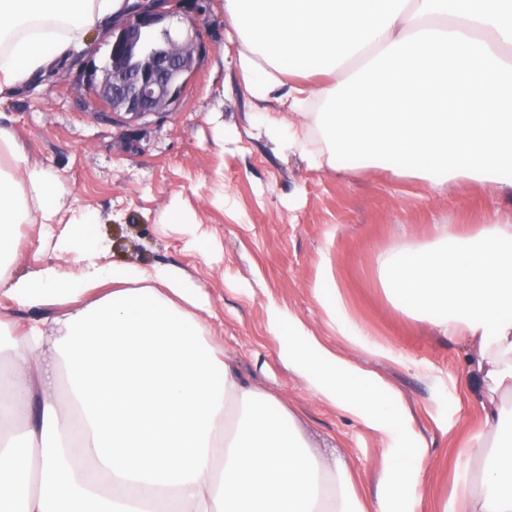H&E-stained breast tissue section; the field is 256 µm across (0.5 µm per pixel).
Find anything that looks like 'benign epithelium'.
I'll list each match as a JSON object with an SVG mask.
<instances>
[{"label": "benign epithelium", "instance_id": "7a95c632", "mask_svg": "<svg viewBox=\"0 0 512 512\" xmlns=\"http://www.w3.org/2000/svg\"><path fill=\"white\" fill-rule=\"evenodd\" d=\"M209 5V0H136L113 21L104 63L94 62L95 44L82 56L86 92L109 109L105 116L113 123L138 125L177 109L209 54L201 37ZM174 18L185 29L172 28Z\"/></svg>", "mask_w": 512, "mask_h": 512}]
</instances>
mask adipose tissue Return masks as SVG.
I'll return each instance as SVG.
<instances>
[{
  "label": "adipose tissue",
  "mask_w": 512,
  "mask_h": 512,
  "mask_svg": "<svg viewBox=\"0 0 512 512\" xmlns=\"http://www.w3.org/2000/svg\"><path fill=\"white\" fill-rule=\"evenodd\" d=\"M126 0H0V94L83 53L87 33ZM239 22V68L250 96L288 106L258 114L310 169L375 167L430 188L479 185L512 199V0H224ZM322 145L310 148L299 119ZM0 268L15 229L52 224L58 176L29 165L0 133ZM88 213L59 246L88 261L79 275L47 265L11 280L9 297L65 304L57 336L31 326L0 337V512H394L415 497L427 445L401 393L357 354L395 360L345 303L329 256L313 295L348 345L327 347L296 314L269 303L268 332L289 372L384 446L383 487L327 464L278 395L243 379L206 338L210 300L169 265L107 268ZM392 306L464 337L485 382L480 428L461 439L463 488L444 512H512V223L474 233L441 225L434 239L376 254ZM65 370L69 411L55 376Z\"/></svg>",
  "instance_id": "1"
}]
</instances>
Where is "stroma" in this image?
I'll list each match as a JSON object with an SVG mask.
<instances>
[{
  "label": "stroma",
  "instance_id": "stroma-1",
  "mask_svg": "<svg viewBox=\"0 0 512 512\" xmlns=\"http://www.w3.org/2000/svg\"><path fill=\"white\" fill-rule=\"evenodd\" d=\"M204 36L208 59L176 112L122 127L100 119L77 71L53 73L45 88L0 96V128L12 133L29 164L57 175L66 206L88 211L104 265H171L210 299L209 341L249 382L272 390L306 424L316 453L341 458L369 487L380 479L381 442L361 423L309 390L278 358L266 329L276 302L302 317L324 343L345 350L314 299L321 253L358 320L397 355L362 356L398 389L427 443L420 512H443L455 487L454 437L479 425L482 377L467 369L472 348L457 337L397 313L379 277L377 251L399 239H430L440 224L475 231L512 215V202L451 183L439 190L379 169L354 174L310 170L254 127L252 115L282 117L279 103L247 93L237 66L239 40L224 0H210ZM233 138H225V130ZM178 209L189 225L169 222ZM66 223L22 224L18 248L0 282V319L13 336L34 323L51 334L56 307H20L5 296L12 278L55 264L79 273L81 257L56 248Z\"/></svg>",
  "mask_w": 512,
  "mask_h": 512
}]
</instances>
